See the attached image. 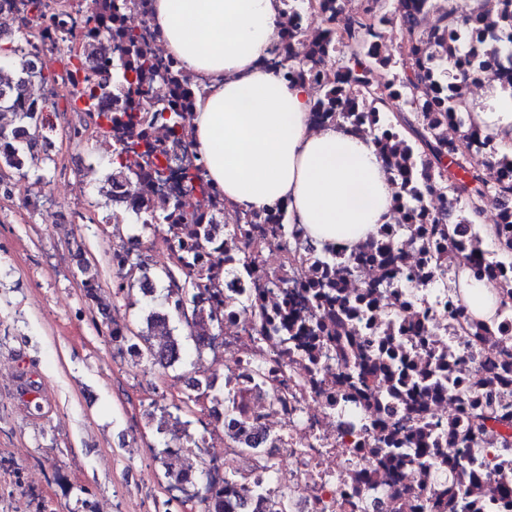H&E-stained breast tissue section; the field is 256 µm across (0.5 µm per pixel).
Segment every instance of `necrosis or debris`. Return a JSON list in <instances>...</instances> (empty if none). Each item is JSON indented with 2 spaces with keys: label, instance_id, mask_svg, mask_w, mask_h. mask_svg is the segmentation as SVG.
Here are the masks:
<instances>
[{
  "label": "necrosis or debris",
  "instance_id": "1",
  "mask_svg": "<svg viewBox=\"0 0 512 512\" xmlns=\"http://www.w3.org/2000/svg\"><path fill=\"white\" fill-rule=\"evenodd\" d=\"M106 38L87 35L86 0H69L65 19L45 23L33 63L51 62L70 92V111H171L177 91L198 97L202 84L167 51L152 8L125 0ZM68 23L74 37L62 40ZM176 81L149 78L139 99L122 79L133 58L126 33ZM93 99H85L86 82ZM152 142L170 152L169 178L130 177L112 192V220L136 209L169 210L184 190L192 149L172 147L164 124ZM207 208L215 222L202 245L210 290L199 308L224 314L221 336L206 348L223 373L198 366L210 397L207 429L191 448L199 467L224 475L230 458L249 461L248 494H288V512H512V444L503 431L468 437L476 405L493 403L512 418V302L475 325L451 287L457 255L483 281L512 288V260L487 242L480 224H412L404 207L357 246L319 255L294 246L286 205L273 206L251 236L227 220L218 190ZM287 274L288 289L270 288ZM331 281L329 299L311 302L309 285Z\"/></svg>",
  "mask_w": 512,
  "mask_h": 512
}]
</instances>
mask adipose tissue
Masks as SVG:
<instances>
[{"instance_id":"obj_1","label":"adipose tissue","mask_w":512,"mask_h":512,"mask_svg":"<svg viewBox=\"0 0 512 512\" xmlns=\"http://www.w3.org/2000/svg\"><path fill=\"white\" fill-rule=\"evenodd\" d=\"M168 51L205 82L191 137L207 177L235 209L284 203L311 239L353 247L395 220L394 188L371 138L312 130L314 92L264 65L280 0H154ZM472 121L512 154V96L483 82Z\"/></svg>"}]
</instances>
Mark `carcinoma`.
Listing matches in <instances>:
<instances>
[{
    "instance_id": "carcinoma-1",
    "label": "carcinoma",
    "mask_w": 512,
    "mask_h": 512,
    "mask_svg": "<svg viewBox=\"0 0 512 512\" xmlns=\"http://www.w3.org/2000/svg\"><path fill=\"white\" fill-rule=\"evenodd\" d=\"M33 18H24L19 27L17 43L0 46V56L5 55L9 62L0 66V111L10 109V99L22 95L25 77L42 76V72H30V62L26 55L27 46L34 40L27 31V25L48 14H55L58 0H29ZM367 5L362 12L349 15L343 7V0H288V27L277 30L270 47L268 63L278 68L288 81L304 82L326 71L337 75L336 83L327 87L323 99L317 102L316 110L335 113L336 123L343 126L354 124L364 116L345 110L347 103L357 101L360 109L365 112L380 113L382 106L397 100L402 108L394 118L385 119L384 128L372 135L378 153L386 150L399 154L402 164L396 174L402 177V195L404 207L411 218V223L418 224L424 219V197L435 195L446 199L453 197L472 198L476 204H466L465 214L460 222L471 223V215L484 212L482 204L491 192L504 196H512V167H503V158L499 157V149L490 138H485V149L474 147V141L467 135L468 127L462 128V142L448 148L437 125L425 119L424 112L450 113L454 107L466 109L465 85L468 75L465 70L455 74L450 80V72L440 69L438 75L431 76L420 58V49L432 39V35L420 27L419 18L415 13L417 5L409 0H366ZM509 0H482L481 12L472 14L457 21L441 8L438 24L449 36L455 38L462 34L472 43L473 54L486 53L490 56L512 55V41L502 44L488 42L485 39L483 12L498 13V21L505 30L512 29V9ZM316 10L323 15L325 27L323 37L325 47L319 54L299 57L293 44L300 35L299 24L303 22L304 13ZM399 21L400 42L384 51L376 50L374 40L382 27L389 21ZM381 70L392 72V78L382 83L378 80ZM157 73L156 65L149 59H142L132 69L134 77L130 85L141 98L146 96L142 76L144 72ZM166 120L174 144L192 143L188 128L183 125L175 114L164 118V113L154 112L149 116L130 115L133 124L153 123ZM13 128L10 134L4 133L0 127V141L9 144V151L0 152V168L9 167L21 170L27 162H42L34 168L36 181L46 178L45 164L51 157L43 153V144L49 141L47 133L53 126L43 123V119L31 112L13 111ZM166 152L150 143L145 135L140 141L130 144L120 151L119 161L113 162V170L108 181L119 184L128 179V174L136 166L146 161L155 175L164 174ZM190 193H195L209 184L204 165L195 167L194 171L184 175ZM176 219L197 224L199 228L190 233V243L180 241V232L175 224L169 222L170 216L165 213L150 211L141 218L142 230L156 233L165 227L173 232L177 240V250L173 252L175 265L186 272L184 279L179 280L172 272H167L169 284L166 287V302L170 303L178 318L186 316L187 309L197 306L201 291L206 285L208 271L197 266L200 248L199 238L205 236L203 215L190 209V205L177 201L174 203ZM120 261L118 272L121 278L134 276L140 263L133 261L126 253L117 251L109 254V262ZM86 297L101 312L107 304L101 296V285L95 277L90 276L84 282ZM155 332L151 326L147 330L135 332L128 328L124 331H109L110 339L127 347L128 353L134 357L146 358L153 362H167L178 359L175 346L177 339H172L168 346H154L150 343L149 334ZM194 443L191 436L184 437L182 443L174 448H166L167 476L177 477V481H185L177 469V461L182 450ZM244 476L237 470L224 473L222 485L218 486L211 475H206L207 495L202 499L204 512H226L224 496L236 493Z\"/></svg>"
}]
</instances>
